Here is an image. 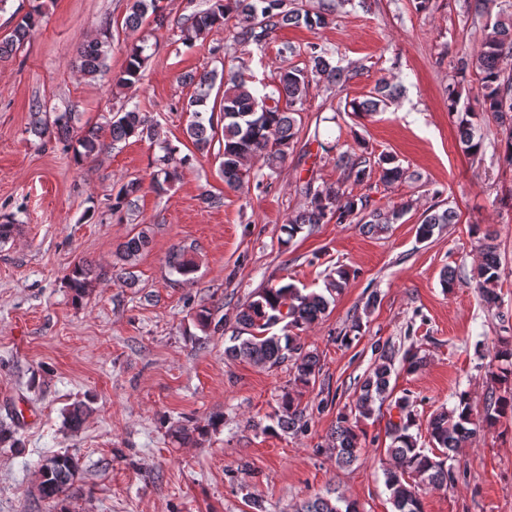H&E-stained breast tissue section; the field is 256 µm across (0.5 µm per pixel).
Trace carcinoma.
Instances as JSON below:
<instances>
[{
  "label": "carcinoma",
  "instance_id": "carcinoma-1",
  "mask_svg": "<svg viewBox=\"0 0 512 512\" xmlns=\"http://www.w3.org/2000/svg\"><path fill=\"white\" fill-rule=\"evenodd\" d=\"M346 0L324 4L310 12L290 7L287 0H208L206 7L197 8L182 29V40L192 42L204 37L212 29L221 27L229 20L236 21V40L257 46L266 42L278 28L305 25L322 28L332 22L336 9ZM498 7L490 11L489 4ZM466 11L486 18L488 33L479 46L458 56L452 65L453 74L448 79V112L457 116L460 143L465 152L476 156L482 153L484 137L475 123L479 114L489 115L505 128L502 160L512 166V72L504 67V60L512 56V0H466ZM158 0H130L125 28L136 30L147 19L157 16ZM42 6L37 5L26 13L10 34L0 39V62L6 61L28 40L30 32L39 22ZM111 44V34L87 41L80 47L81 71L90 77L106 72V58ZM145 47H131L126 65L113 78V83L130 89L142 79ZM304 66L283 65L273 90H260L252 85L251 78L240 69L221 67L198 78L197 93L192 95L184 111L189 120L186 135L197 149L211 151L213 142L219 149L215 159L224 183L240 189L250 182L264 184L278 172L293 153L298 143L301 112L310 89L320 85L341 88L352 79L351 65H342L335 59V51L325 44L310 42L303 49ZM398 95V90L386 79H379L366 98L354 99L347 104L354 115H373L385 111ZM212 104H207L208 100ZM75 113L64 111L49 113L41 105L31 109L28 132L41 139L65 141L73 147L75 162L81 163L101 154L108 144H116L132 137L152 140L155 125L140 112L138 105L124 112L115 113L105 124L77 127ZM356 148L339 153L338 162L343 175L334 184L316 183L309 178L301 185L306 203L302 210L290 216L282 226L287 240L296 237L304 227L318 224H359L370 231L384 232L407 215L413 203L410 200L394 204L388 209L371 204L370 195L362 189L371 186L374 176L383 184H394L413 178L390 154L373 158L365 142L355 137ZM161 155L155 159L157 171L153 174L151 188L162 195L170 181L189 160L180 155L179 148L169 142L158 143ZM262 159L269 170L265 175L251 174L245 167L248 158ZM142 183L130 179L119 184L109 194V208L119 215L129 210L141 191ZM458 214L455 208H441V204L429 207L417 225L416 235L426 241L445 224H455ZM150 242V227L145 224L134 230L117 252L118 263L128 278H133L131 268ZM482 259L471 271L470 280L479 288L482 301L487 307L497 306L499 296L495 286L501 278V262L491 236L480 243ZM169 266L184 281H193L198 264L190 247L180 246L169 260ZM97 275L96 268L88 263H77L66 275L67 287L76 300L82 299L91 280ZM349 282V272L343 268L336 275H328L325 291L303 292L292 284L270 286L253 294L251 300L238 310L231 329V345L225 354L245 359L259 367H277L291 361L295 385L308 386L316 382L320 372L318 353L304 348L299 331L304 330L326 315L335 295L341 293ZM280 332H274L275 327ZM394 350L377 347V359L360 385L355 411L358 417L369 418L375 413L376 403L392 397V373L395 371ZM497 372L494 376L503 381L512 378V345L505 342L496 351ZM399 421L389 423L390 444L387 454L392 466L385 471V485L395 512H421L420 496L425 489L439 488L448 484L450 473L445 467L449 453L465 447L476 433L477 424L467 393L458 396V403L450 410L441 409L432 414L427 422L430 448L418 447L417 438L410 432L415 426V416L409 410L407 396L398 397ZM92 412L90 403L80 401L66 411L64 424L72 431L82 428ZM512 415V392L506 396L491 397L486 403L482 423L491 428L499 418ZM279 428L284 432H298L307 428L304 409L296 397L286 392L281 398L275 425L265 426L271 431ZM361 448L360 436L349 415L336 419L330 433L328 450L335 455L336 463L349 466L357 459ZM78 460L67 454L43 457L38 464L37 491L41 498L56 500L75 484L79 476ZM341 499L317 496L304 501L295 512H358L356 506Z\"/></svg>",
  "mask_w": 512,
  "mask_h": 512
}]
</instances>
